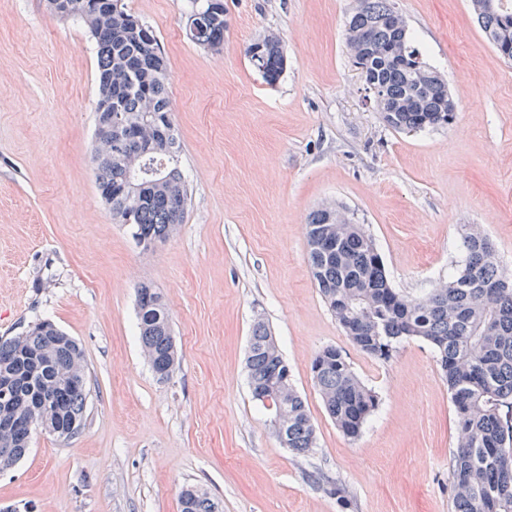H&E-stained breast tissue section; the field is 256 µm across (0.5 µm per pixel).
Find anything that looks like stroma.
I'll list each match as a JSON object with an SVG mask.
<instances>
[{
    "instance_id": "stroma-1",
    "label": "stroma",
    "mask_w": 512,
    "mask_h": 512,
    "mask_svg": "<svg viewBox=\"0 0 512 512\" xmlns=\"http://www.w3.org/2000/svg\"><path fill=\"white\" fill-rule=\"evenodd\" d=\"M457 101L443 128L386 127L346 47L357 0H224V49L191 42V0H126L155 32L188 187L183 224L150 250L95 184L96 42L45 0H0V337L49 320L84 352L82 430L32 434L0 472L14 512H181L196 484L223 512H453L456 423L432 347L387 362L351 344L307 261L306 219L332 204L374 238L392 286L421 297L462 257L464 225L512 270V61L470 0H392ZM280 36L266 84L245 55ZM164 297L178 348L155 377L136 289ZM263 319L306 399L317 444L292 454L250 392L248 339ZM335 347L379 405L358 438L325 412L310 364Z\"/></svg>"
}]
</instances>
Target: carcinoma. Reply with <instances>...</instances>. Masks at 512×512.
<instances>
[{
  "instance_id": "1",
  "label": "carcinoma",
  "mask_w": 512,
  "mask_h": 512,
  "mask_svg": "<svg viewBox=\"0 0 512 512\" xmlns=\"http://www.w3.org/2000/svg\"><path fill=\"white\" fill-rule=\"evenodd\" d=\"M345 29L346 43L359 37L370 50L358 64L368 83L382 90L375 102L388 127L398 133L445 127L456 118L448 86L429 64L415 69L387 52L392 39L391 0H359ZM187 32L211 50L224 47V0H193ZM489 44L512 45V0H471ZM83 21L98 48L97 106L121 115L123 150L112 144V129L96 113L92 159L102 199L119 224L136 228L138 243L150 248L166 241L183 223L187 185L179 165L170 76L157 36L122 4L61 15ZM251 65L268 85L286 66L281 39L269 34L246 48ZM312 278L328 310L350 341L368 356L389 361L409 339L428 342L448 385L456 418L457 448L450 460L454 512H512V274L496 258L488 237L466 226L464 258L448 282L424 297L391 285L381 254L363 225L337 223L336 208L323 206L306 224ZM143 351L158 380L173 372L177 348L163 296L149 284L137 288ZM248 384L255 400L279 418L284 446L305 456L316 446V430L295 388L292 370L270 330L259 320L249 338ZM310 371L328 416L350 438L359 436L379 399L334 347L313 358ZM12 377V426L0 433V470L28 452L34 428L28 420L49 400V415L67 426L85 424L84 353L77 340L49 321L25 334L0 338V375ZM181 512H219L207 491L189 486Z\"/></svg>"
}]
</instances>
